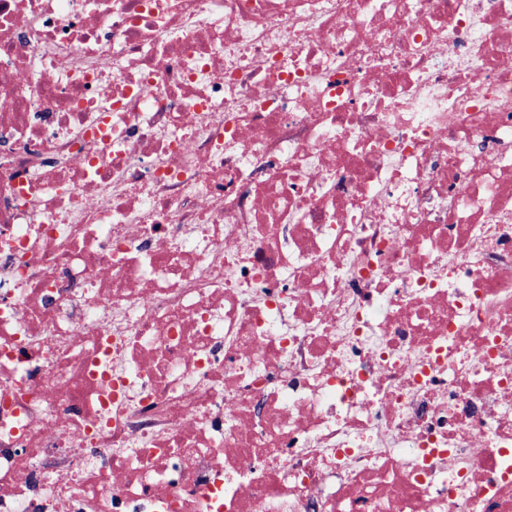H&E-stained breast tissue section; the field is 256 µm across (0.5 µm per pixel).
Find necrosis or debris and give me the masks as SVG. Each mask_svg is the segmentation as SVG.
Listing matches in <instances>:
<instances>
[{"mask_svg": "<svg viewBox=\"0 0 512 512\" xmlns=\"http://www.w3.org/2000/svg\"><path fill=\"white\" fill-rule=\"evenodd\" d=\"M0 512H512V0H0Z\"/></svg>", "mask_w": 512, "mask_h": 512, "instance_id": "obj_1", "label": "necrosis or debris"}]
</instances>
